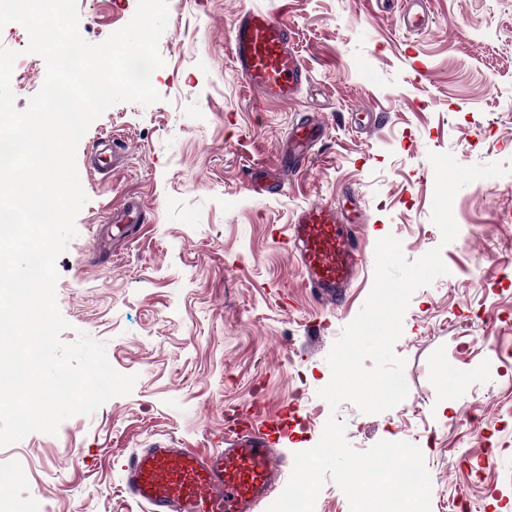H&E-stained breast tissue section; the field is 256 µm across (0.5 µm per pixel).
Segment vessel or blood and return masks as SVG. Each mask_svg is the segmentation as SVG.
<instances>
[{"label": "vessel or blood", "mask_w": 512, "mask_h": 512, "mask_svg": "<svg viewBox=\"0 0 512 512\" xmlns=\"http://www.w3.org/2000/svg\"><path fill=\"white\" fill-rule=\"evenodd\" d=\"M402 16L407 31H423L429 20L426 0H405ZM230 50L245 83L265 101L293 99L307 78L287 25L267 10L241 13ZM323 136L314 123L294 131L282 151L283 172L268 185L269 193L286 194L287 176L303 171ZM145 222L140 199H126L122 209L107 218L102 250L129 243ZM366 222L356 205L343 210L327 202L295 211L287 226L288 251L320 306L343 307L348 288L363 268L361 235ZM287 435V413L264 415L252 406L244 420L225 433L223 448L203 452L157 444L131 454L123 467L124 485L148 512H255L283 483L285 459L278 444Z\"/></svg>", "instance_id": "obj_1"}]
</instances>
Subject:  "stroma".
Masks as SVG:
<instances>
[{"instance_id": "35a3bbf8", "label": "stroma", "mask_w": 512, "mask_h": 512, "mask_svg": "<svg viewBox=\"0 0 512 512\" xmlns=\"http://www.w3.org/2000/svg\"><path fill=\"white\" fill-rule=\"evenodd\" d=\"M138 0H77L79 31L99 43L132 19ZM265 7L291 30L309 73L297 98L265 102L235 71L229 40L239 13ZM160 102L120 103L81 139L76 164L87 203L56 260V296L69 328L104 343L111 365L136 376L130 394L0 447V512H145L124 490L135 450L163 443L224 445L230 407L261 400L276 413L302 393L285 458L314 447L329 416L357 451L408 441L425 458L432 512L463 493L482 512H512V174L464 186L453 202L458 234L443 243L431 220L429 153L465 166L512 158V0H429L431 22L409 34L399 6L379 0H167ZM24 27L0 28L18 51L11 83L25 109L46 77L26 53ZM317 119L326 138L276 197L251 188L254 170H276L293 125ZM111 138L125 158L108 177L88 156ZM140 197L141 238L111 255L98 248L110 208ZM360 205L368 215L365 265L392 235L408 260L441 248L447 275L417 289L394 352L406 361L407 398L389 411L350 402L331 411L318 392L326 357L372 286L353 284L341 309L321 308L278 240L297 207ZM466 370L449 380L448 364ZM477 425H470V418ZM494 434L493 468L475 478ZM457 449L449 457V449Z\"/></svg>"}]
</instances>
